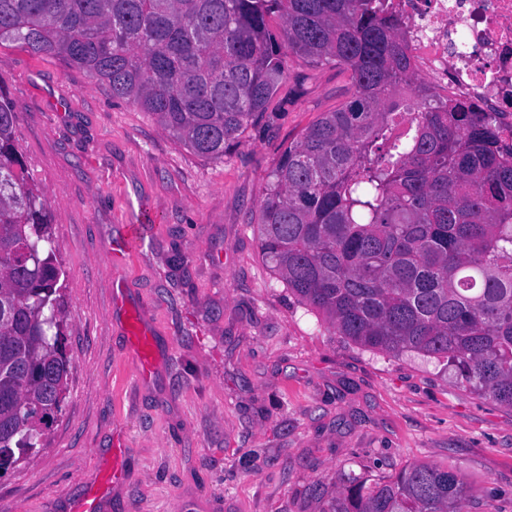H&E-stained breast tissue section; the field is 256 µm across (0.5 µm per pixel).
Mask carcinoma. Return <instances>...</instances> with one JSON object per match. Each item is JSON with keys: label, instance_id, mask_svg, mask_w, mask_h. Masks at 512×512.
Here are the masks:
<instances>
[{"label": "carcinoma", "instance_id": "obj_1", "mask_svg": "<svg viewBox=\"0 0 512 512\" xmlns=\"http://www.w3.org/2000/svg\"><path fill=\"white\" fill-rule=\"evenodd\" d=\"M3 42L87 71L205 160L269 126L287 54L348 71L349 101L270 175L262 259L336 335L451 367L512 408V125L418 78L390 0H0ZM51 239L0 91V475L39 446L67 390ZM466 501L456 472L421 464L343 486L327 512H467Z\"/></svg>", "mask_w": 512, "mask_h": 512}]
</instances>
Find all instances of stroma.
Instances as JSON below:
<instances>
[{
    "label": "stroma",
    "instance_id": "obj_1",
    "mask_svg": "<svg viewBox=\"0 0 512 512\" xmlns=\"http://www.w3.org/2000/svg\"><path fill=\"white\" fill-rule=\"evenodd\" d=\"M0 87L47 196L65 272L67 397L46 447L0 476V512H69L115 434L100 512H324L349 478L453 468L467 512H512V408L455 372L333 333L262 260L251 224L283 151L348 100L347 73L288 55L269 111L221 161L197 157L85 70L6 44ZM144 232L120 270L107 250ZM154 338L140 378L125 308ZM114 446L112 465L103 472L99 485L75 500L71 506V512H99L105 490L123 481L125 476L124 439L116 437Z\"/></svg>",
    "mask_w": 512,
    "mask_h": 512
}]
</instances>
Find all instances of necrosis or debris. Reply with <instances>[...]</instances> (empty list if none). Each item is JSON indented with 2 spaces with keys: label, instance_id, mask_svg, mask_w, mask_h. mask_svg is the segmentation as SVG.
Listing matches in <instances>:
<instances>
[{
  "label": "necrosis or debris",
  "instance_id": "1",
  "mask_svg": "<svg viewBox=\"0 0 512 512\" xmlns=\"http://www.w3.org/2000/svg\"><path fill=\"white\" fill-rule=\"evenodd\" d=\"M392 2L435 91L512 123V0Z\"/></svg>",
  "mask_w": 512,
  "mask_h": 512
}]
</instances>
